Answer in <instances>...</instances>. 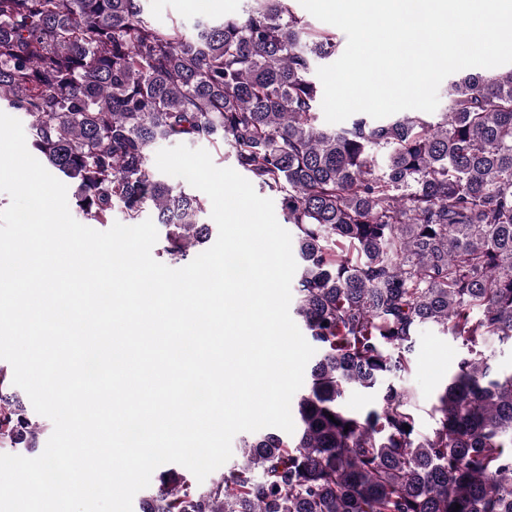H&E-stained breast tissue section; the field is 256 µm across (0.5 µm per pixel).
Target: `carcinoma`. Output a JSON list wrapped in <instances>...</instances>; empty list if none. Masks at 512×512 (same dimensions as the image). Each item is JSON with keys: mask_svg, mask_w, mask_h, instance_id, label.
<instances>
[{"mask_svg": "<svg viewBox=\"0 0 512 512\" xmlns=\"http://www.w3.org/2000/svg\"><path fill=\"white\" fill-rule=\"evenodd\" d=\"M291 2L250 0L188 34L144 0H0V108L27 117L87 221L119 208L136 225L150 207L163 252L191 262L211 236L203 201L151 152L207 141L294 231V313L318 350L291 401L299 432L242 437L241 463L203 491L163 471L139 512H512V374L492 376L485 351L512 343V69L450 82L431 119L322 129L310 75L338 42ZM425 326L464 348L428 433L393 385L364 413L343 405L410 371ZM42 431L0 366V444L32 451ZM180 144H184L192 149H204L206 150L214 164L218 167H230V168H233L234 170H236L240 175H242L238 170L237 168L235 167L234 165V162H233V158H232V155H231V151H230V148L226 145H224V159H221V154L220 152H218L212 145L208 144L207 142H175V143H169V142H161L157 145V147L154 149L153 151V154H152V160H153V163L157 169V171L159 172L160 176L168 181H171V182H180L182 181L181 178H177V177H172V176H169V175H166L164 173H162L161 171H159V169L157 168L156 166V161H155V157H156V153L160 150V149H163V148H171V147H174V146H177V145H180ZM244 178H246L244 175H242ZM254 187L255 191L257 192L258 195L262 196V197H265V198H269L273 201L274 203V210H275V215H276V218L279 222V224L284 228L286 229L290 235H291V238H292V235H293V230H292V226L290 224H285V221H284V218H283V214L281 212V209L279 207V204H278V201L276 199H274L273 197L269 196L268 194L262 192L259 190V188L253 184L248 178H246Z\"/></svg>", "mask_w": 512, "mask_h": 512, "instance_id": "carcinoma-1", "label": "carcinoma"}]
</instances>
